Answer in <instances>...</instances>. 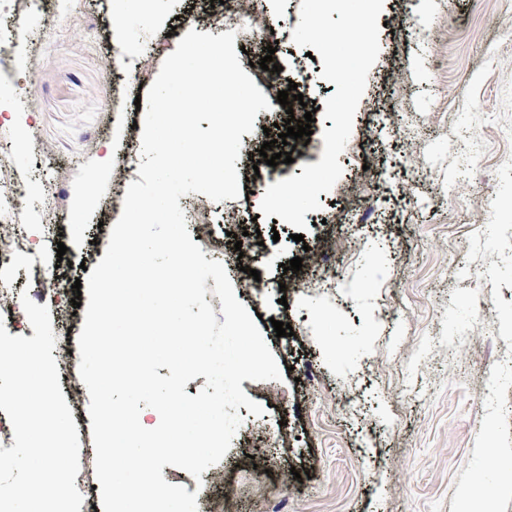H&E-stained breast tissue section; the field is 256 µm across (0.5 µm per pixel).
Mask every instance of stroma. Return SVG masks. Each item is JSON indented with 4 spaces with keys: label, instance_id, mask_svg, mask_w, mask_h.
<instances>
[{
    "label": "stroma",
    "instance_id": "stroma-1",
    "mask_svg": "<svg viewBox=\"0 0 512 512\" xmlns=\"http://www.w3.org/2000/svg\"><path fill=\"white\" fill-rule=\"evenodd\" d=\"M114 0H68L28 15L0 73V163L30 183L24 224L43 231L46 278L55 253L94 269L109 243L117 174L138 180L146 97L164 59L198 21L192 0H154L123 13ZM380 53L339 156L343 172L293 226L263 218L256 194L318 163L317 119L293 163L254 170L261 139L245 134L238 199L208 202L206 231L238 261L224 214L260 231L248 272H229L235 296L282 371L243 380L264 408L242 418L221 462L200 478L167 465L166 482L196 493L198 512H512V0H384ZM111 154L106 174L99 157ZM90 188L86 223H51L37 201L55 194L71 214ZM336 242L324 278L284 272L301 244ZM292 326L276 336L273 321ZM60 378L91 480L80 512H104L94 480L90 397L75 366ZM497 451L495 463L486 449ZM301 479H294V472Z\"/></svg>",
    "mask_w": 512,
    "mask_h": 512
}]
</instances>
